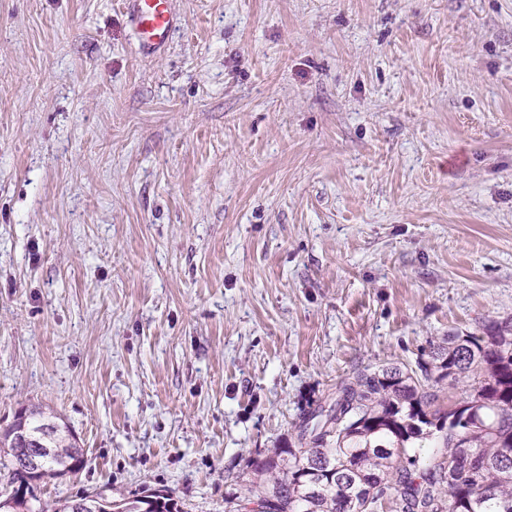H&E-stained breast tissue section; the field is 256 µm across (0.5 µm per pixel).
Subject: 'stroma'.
<instances>
[{
  "mask_svg": "<svg viewBox=\"0 0 512 512\" xmlns=\"http://www.w3.org/2000/svg\"><path fill=\"white\" fill-rule=\"evenodd\" d=\"M0 0V427L39 499L224 512L362 370L512 317V0ZM120 3L136 26L143 53L152 54L169 42L176 25L170 0H122ZM52 412H46L42 407H31L24 410V414L15 419L14 429H4L0 433V472L6 470L8 476H12L19 483H28L34 479L30 475H38L40 483L47 479L62 478L68 474L79 471L85 463L83 449L72 432ZM25 429L29 434L38 437L40 443V455L38 454L37 440L25 433L18 434L24 448H16V452L24 458L27 471L21 470V459L14 452V440L17 430ZM3 453V458H2ZM117 507L133 509L125 512H185L182 504L161 490L129 501L123 499Z\"/></svg>",
  "mask_w": 512,
  "mask_h": 512,
  "instance_id": "obj_1",
  "label": "stroma"
}]
</instances>
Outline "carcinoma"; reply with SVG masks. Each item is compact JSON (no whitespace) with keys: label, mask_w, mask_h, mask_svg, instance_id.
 <instances>
[{"label":"carcinoma","mask_w":512,"mask_h":512,"mask_svg":"<svg viewBox=\"0 0 512 512\" xmlns=\"http://www.w3.org/2000/svg\"><path fill=\"white\" fill-rule=\"evenodd\" d=\"M418 371L385 366L360 371L336 395L303 410L294 444L250 462L242 490L224 498L227 512H512V318L482 333H451L430 344ZM468 379L462 399L443 407L425 384ZM57 416L24 410L0 433V471L27 483L14 452L20 429L39 438L38 480L62 478L85 463L83 449ZM441 433L443 452L429 462L410 453L416 440ZM34 486L0 495V512H70L66 498L34 506ZM132 512H185L163 491L119 501Z\"/></svg>","instance_id":"obj_1"}]
</instances>
